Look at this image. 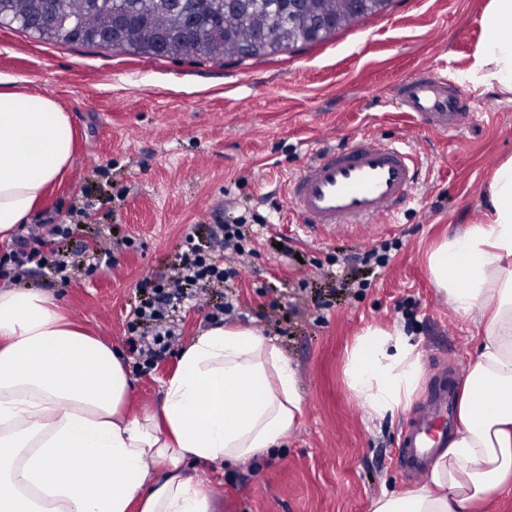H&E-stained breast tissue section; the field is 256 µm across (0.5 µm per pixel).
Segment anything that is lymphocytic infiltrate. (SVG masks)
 I'll list each match as a JSON object with an SVG mask.
<instances>
[{"instance_id":"obj_1","label":"lymphocytic infiltrate","mask_w":512,"mask_h":512,"mask_svg":"<svg viewBox=\"0 0 512 512\" xmlns=\"http://www.w3.org/2000/svg\"><path fill=\"white\" fill-rule=\"evenodd\" d=\"M244 220L218 225L214 234L219 252L203 250L193 235H185L183 247L177 254L168 274L144 278L137 284L143 290V301L129 312L128 343L141 362L143 370H150L175 341V322L187 302L204 295L207 289L223 286L236 277V267L225 263L223 251L233 250L245 255L247 236ZM78 230L75 222L69 224H33L28 237L19 247L0 254V278L21 281L29 276L32 266L45 268L61 282L70 281L73 273L83 269L87 261L107 264L111 249L103 242L81 246L70 258H62L57 240L73 237Z\"/></svg>"}]
</instances>
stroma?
I'll list each match as a JSON object with an SVG mask.
<instances>
[{
  "label": "stroma",
  "mask_w": 512,
  "mask_h": 512,
  "mask_svg": "<svg viewBox=\"0 0 512 512\" xmlns=\"http://www.w3.org/2000/svg\"><path fill=\"white\" fill-rule=\"evenodd\" d=\"M485 3L394 0L297 52L237 65L46 41L0 24V79L51 95L76 129L71 166L35 223L68 221L89 194L95 209L62 248L112 241V267L66 284L40 271L26 280L53 292L74 323L126 349L137 283L169 272L185 233L211 250L218 224L243 215L259 227L240 275L183 311L170 353L131 374L130 412L157 408L181 347L212 326L210 312L228 294L238 313L223 323L262 330L294 364L304 414L275 453L190 468L209 486L213 512H370L382 491L418 486L395 462L399 434L442 378L464 382L481 342L475 319L458 316L432 284L427 254L483 218L491 164L512 156V101L476 86L470 72ZM423 67L447 73L476 114L460 143L414 131L395 100V86ZM358 135L412 137L422 189L395 218L306 236L289 175L322 145ZM130 237L139 249L125 246ZM379 243L388 264L355 266L358 287H340L344 259ZM274 297L281 308L270 318ZM370 326L404 330L423 365L410 406L375 421L344 377L347 351Z\"/></svg>",
  "instance_id": "1"
}]
</instances>
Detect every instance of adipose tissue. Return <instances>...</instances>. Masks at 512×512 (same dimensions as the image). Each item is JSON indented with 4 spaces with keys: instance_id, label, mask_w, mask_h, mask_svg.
Masks as SVG:
<instances>
[{
    "instance_id": "adipose-tissue-1",
    "label": "adipose tissue",
    "mask_w": 512,
    "mask_h": 512,
    "mask_svg": "<svg viewBox=\"0 0 512 512\" xmlns=\"http://www.w3.org/2000/svg\"><path fill=\"white\" fill-rule=\"evenodd\" d=\"M471 74L512 100V0H487ZM76 147L48 94L0 81V240L66 174ZM431 280L483 338L457 404L459 427L426 481L381 493L371 512H471L512 479V157L491 175L483 218L428 254ZM423 375L404 331L366 328L345 380L369 419L405 409ZM121 352L76 327L45 290L0 288V512H211L187 462H244L296 428L289 358L250 326L213 325L181 351L158 410L130 414Z\"/></svg>"
}]
</instances>
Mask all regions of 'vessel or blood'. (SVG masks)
Returning a JSON list of instances; mask_svg holds the SVG:
<instances>
[{"label":"vessel or blood","instance_id":"1","mask_svg":"<svg viewBox=\"0 0 512 512\" xmlns=\"http://www.w3.org/2000/svg\"><path fill=\"white\" fill-rule=\"evenodd\" d=\"M447 75L420 69L399 87L404 111L430 132L458 143L474 115L450 90ZM421 183V165L410 138L357 136L320 149L288 179V199L307 232L343 231L399 214ZM456 425V385L440 387L422 413L404 427L398 466L422 475Z\"/></svg>","mask_w":512,"mask_h":512}]
</instances>
